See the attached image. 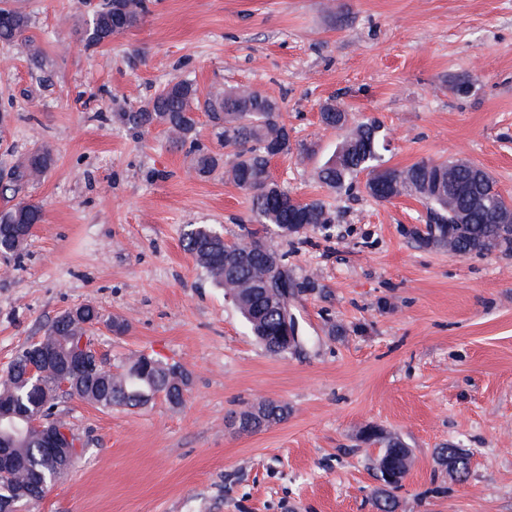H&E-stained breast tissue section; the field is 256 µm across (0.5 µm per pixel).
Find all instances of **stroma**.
Here are the masks:
<instances>
[{
	"mask_svg": "<svg viewBox=\"0 0 512 512\" xmlns=\"http://www.w3.org/2000/svg\"><path fill=\"white\" fill-rule=\"evenodd\" d=\"M22 3L41 57L0 43V169L42 143L55 162L23 193L43 223L0 264V372L91 302L128 326L94 333L105 362L148 353L191 375L176 409L62 402L84 452L30 512H376L371 425L411 450L395 512H512V257L419 246L405 232L426 219L419 199L314 177L341 138L319 117L333 100L381 124L387 166L464 160L512 199V0H151L141 24L90 50L89 0ZM177 79L282 98L293 142L312 147L270 169L336 217L269 238L316 281L292 302L306 342L288 357L265 352L182 245L189 224L228 240L254 227L249 194L223 171L190 174L162 128L118 118ZM260 399L288 404L287 419L235 427ZM445 444L471 452L466 478L438 465Z\"/></svg>",
	"mask_w": 512,
	"mask_h": 512,
	"instance_id": "35a3bbf8",
	"label": "stroma"
}]
</instances>
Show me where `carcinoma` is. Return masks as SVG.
<instances>
[{"instance_id":"carcinoma-1","label":"carcinoma","mask_w":512,"mask_h":512,"mask_svg":"<svg viewBox=\"0 0 512 512\" xmlns=\"http://www.w3.org/2000/svg\"><path fill=\"white\" fill-rule=\"evenodd\" d=\"M149 11L148 0H103L92 12L82 31V41L88 48L109 42L112 38L138 26ZM0 42L11 44L23 39L31 24L30 16L12 0H0ZM208 118L217 142L231 152L225 164L224 176L250 193L252 212L262 230L249 231L225 244L224 237L205 226H190L184 234V248L194 256L224 292L237 294V309L253 336L273 357H286L289 350L279 333V319L273 304L281 299L260 284L275 269L285 270L290 296L312 291L316 282L300 280L288 271L286 254L266 240L272 232L285 240L300 237L308 231L325 228L333 223L323 202L313 200L298 203L274 181L268 172L270 159L292 151L287 126L281 120V105L277 98L246 86H236L202 94L189 80L167 83L138 112H123L121 117L137 127L161 126L171 143L188 147L191 156L189 173L206 176L220 164L222 156L202 146L197 140V113ZM323 125L347 134L336 144L334 153L317 172V178L329 189L341 192L353 190L358 177L366 174L365 192L378 201L400 196L423 200L426 211V231L415 235L423 246L449 250L454 255L512 257V224L500 223L504 210L512 207L496 188L494 180L481 167L472 163L457 166L456 178L469 192L463 197L448 199V162L421 160L410 167H384L381 150L385 139L374 121L360 122L349 129L352 117L334 102L321 108ZM54 163L51 146L42 144L15 159L7 174L9 181L0 183V194L14 195L41 180ZM42 207L19 200L0 210V254L10 261L21 256L30 237L31 228L43 221ZM82 317L77 320L63 313L57 316L38 342L19 350L15 359L0 378V399L32 415L51 417L64 397L50 394L48 379L41 381L25 377L24 366L29 355L40 350L45 354L58 351L57 337H80L88 333L84 324L103 319L99 308L91 302L81 305ZM141 356L128 358L117 371L104 365L92 375L75 371L81 384L74 396L103 409L137 408L163 397L172 408L183 405L191 377L178 363H162L150 370L142 367ZM288 417V404L259 400L240 411L245 420L244 431L255 432ZM374 437L368 443L380 445L378 457H391L407 474L410 449L397 436L376 426L370 427ZM0 439L15 448L20 458L18 468L6 478V495L27 507L40 500L47 491L43 479L55 472L54 465L40 452L41 440L34 433L23 432L18 424L3 432ZM459 465V475L469 472L471 454L454 445L437 449L438 464L448 468V459ZM402 487L398 482L377 491L374 507L377 512H394L393 491Z\"/></svg>"}]
</instances>
